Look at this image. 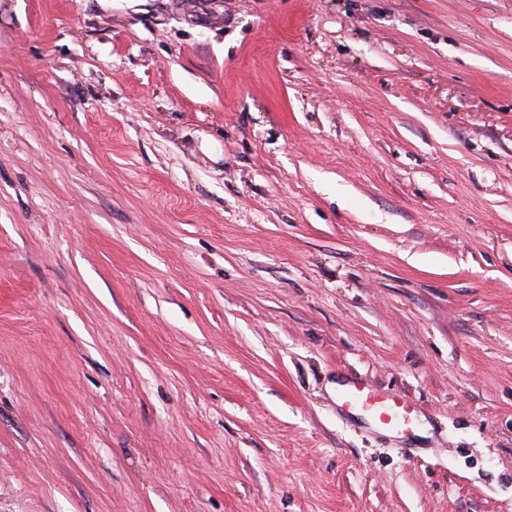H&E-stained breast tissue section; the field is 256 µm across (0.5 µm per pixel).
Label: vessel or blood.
I'll use <instances>...</instances> for the list:
<instances>
[{
    "mask_svg": "<svg viewBox=\"0 0 512 512\" xmlns=\"http://www.w3.org/2000/svg\"><path fill=\"white\" fill-rule=\"evenodd\" d=\"M344 409L369 417L377 426L402 432L412 422V405L395 393L378 394L360 380L348 383L340 393Z\"/></svg>",
    "mask_w": 512,
    "mask_h": 512,
    "instance_id": "obj_1",
    "label": "vessel or blood"
}]
</instances>
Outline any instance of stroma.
<instances>
[{
  "mask_svg": "<svg viewBox=\"0 0 512 512\" xmlns=\"http://www.w3.org/2000/svg\"><path fill=\"white\" fill-rule=\"evenodd\" d=\"M0 512H512V0H0ZM340 400L342 408L369 417L383 429L402 432L408 430L412 422V405L405 397L396 393H375L361 380L347 383Z\"/></svg>",
  "mask_w": 512,
  "mask_h": 512,
  "instance_id": "obj_1",
  "label": "stroma"
}]
</instances>
